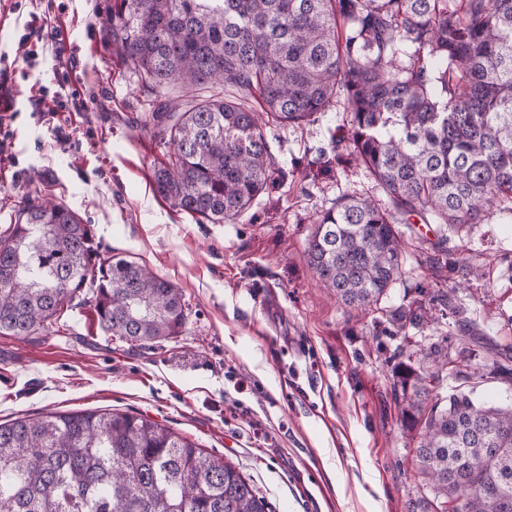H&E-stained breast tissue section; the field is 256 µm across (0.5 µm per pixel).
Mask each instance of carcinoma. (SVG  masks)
Wrapping results in <instances>:
<instances>
[{
  "label": "carcinoma",
  "mask_w": 512,
  "mask_h": 512,
  "mask_svg": "<svg viewBox=\"0 0 512 512\" xmlns=\"http://www.w3.org/2000/svg\"><path fill=\"white\" fill-rule=\"evenodd\" d=\"M108 37L163 97L143 124L171 148L156 193L212 224L238 222L275 174L259 113L224 86L259 93L263 112L290 125L343 94L350 128L336 147L387 201L341 195L313 221L305 253L348 306H372L400 275L395 215L454 227L512 211V0H119ZM174 86L212 93L175 101ZM86 289L100 327L130 344L177 336L186 323L180 289L102 255L70 207L23 206L0 233V332L30 336ZM428 320L421 305L389 317L400 330ZM439 362L450 364L449 352L433 343L419 362L399 363L409 431ZM414 465L425 490L408 512H512V406L461 392L434 400ZM0 512L268 507L232 463L141 414L51 411L0 422Z\"/></svg>",
  "instance_id": "obj_1"
}]
</instances>
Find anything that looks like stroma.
I'll use <instances>...</instances> for the list:
<instances>
[{"label":"stroma","instance_id":"35a3bbf8","mask_svg":"<svg viewBox=\"0 0 512 512\" xmlns=\"http://www.w3.org/2000/svg\"><path fill=\"white\" fill-rule=\"evenodd\" d=\"M113 0H0V78L16 98L0 164V231L26 202L50 198L90 224L102 254L145 265L180 288V335L138 346L107 334L76 298L49 329L0 334V422L46 411L116 409L148 416L232 462L271 512H407L422 490L412 463L419 434L404 429L393 366L430 338V323L389 335L397 308L453 293L486 346L455 357L435 395L465 392L512 405V212L454 231L412 218L399 225L401 274L377 305L342 304L313 277L307 238L338 196L382 198L334 144L343 104L302 125L268 121L279 172L235 224L174 210L153 187L168 149L143 130L153 95L113 50ZM44 29L28 35L30 17ZM61 30L67 50L50 40ZM78 90L83 111L70 108ZM44 93L41 110L31 96Z\"/></svg>","mask_w":512,"mask_h":512}]
</instances>
